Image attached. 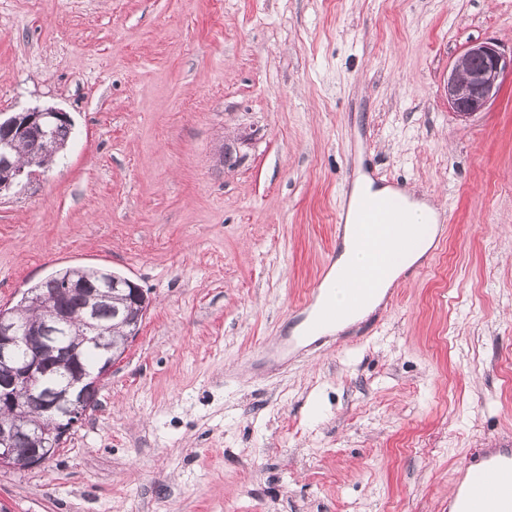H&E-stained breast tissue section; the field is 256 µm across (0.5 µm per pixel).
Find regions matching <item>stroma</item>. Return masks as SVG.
I'll return each instance as SVG.
<instances>
[{
    "instance_id": "stroma-1",
    "label": "stroma",
    "mask_w": 512,
    "mask_h": 512,
    "mask_svg": "<svg viewBox=\"0 0 512 512\" xmlns=\"http://www.w3.org/2000/svg\"><path fill=\"white\" fill-rule=\"evenodd\" d=\"M512 0H0V113L67 112L0 198V308L66 266L151 304L0 512H448L512 448V78L458 117L469 42ZM433 201L444 243L395 300L289 345L359 175Z\"/></svg>"
}]
</instances>
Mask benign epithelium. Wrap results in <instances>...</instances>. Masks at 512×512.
Wrapping results in <instances>:
<instances>
[{
	"mask_svg": "<svg viewBox=\"0 0 512 512\" xmlns=\"http://www.w3.org/2000/svg\"><path fill=\"white\" fill-rule=\"evenodd\" d=\"M512 76V51L504 52L493 42L468 43L455 57L444 94L449 108L462 118H469L487 109L499 95L503 83ZM68 113L57 108H28L4 119L0 118V194H19L47 168L13 163L8 151L18 139H27L35 146L42 145L56 124H69ZM113 285L121 284L126 290L127 307L121 319L139 328L149 307V298L143 288L128 278L112 277ZM70 290L85 291L89 302L80 320L75 321L66 312H55L49 322L33 326H20L0 315V369L5 378L0 380V408L12 411L17 417L27 410H40L55 418L52 440L29 430L16 422L0 425V467L33 469L45 463L49 449L64 443L72 429L86 416L88 408L85 394L98 388L118 362L113 356L93 372L77 371L63 384L43 388L38 379L44 371L45 358L53 352L52 343L61 333L72 331L78 336H91V340L112 351V337L99 332L96 305L101 294L94 288H84L81 280L64 284L46 282L44 293L57 295L60 286ZM25 436L28 447H15V440Z\"/></svg>",
	"mask_w": 512,
	"mask_h": 512,
	"instance_id": "obj_1",
	"label": "benign epithelium"
}]
</instances>
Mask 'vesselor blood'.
Here are the masks:
<instances>
[{"label": "vessel or blood", "instance_id": "b4317fda", "mask_svg": "<svg viewBox=\"0 0 512 512\" xmlns=\"http://www.w3.org/2000/svg\"><path fill=\"white\" fill-rule=\"evenodd\" d=\"M360 208L362 221L356 226V242L373 252L374 258L362 272L360 288L348 296L344 307L322 299L321 284H314L303 307L304 313L311 316L307 335H322L327 325L342 319L346 312L369 305L377 284L386 275V266L379 256L384 238L396 234L410 245L420 244L424 239L425 226L408 223L405 206L399 198L366 197ZM473 464V469L459 472L448 512H512V448L488 449L475 456Z\"/></svg>", "mask_w": 512, "mask_h": 512}]
</instances>
